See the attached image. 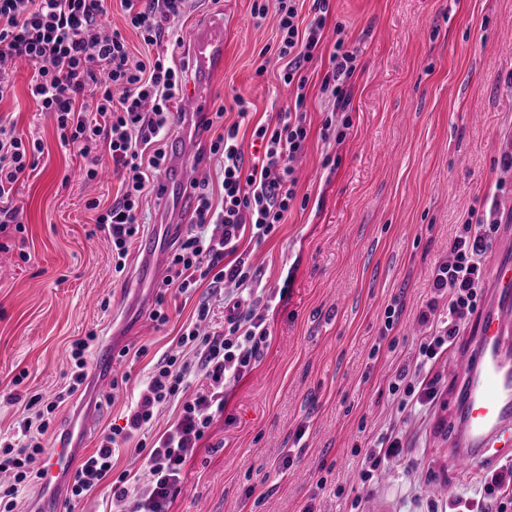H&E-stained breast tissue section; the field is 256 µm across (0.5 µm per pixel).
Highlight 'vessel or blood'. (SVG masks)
<instances>
[{"instance_id": "b4317fda", "label": "vessel or blood", "mask_w": 512, "mask_h": 512, "mask_svg": "<svg viewBox=\"0 0 512 512\" xmlns=\"http://www.w3.org/2000/svg\"><path fill=\"white\" fill-rule=\"evenodd\" d=\"M224 50V33L213 27L196 30L193 53L200 66ZM169 175L160 187L163 203H185L191 182L180 152H173ZM142 278L164 269L159 241L143 245ZM490 298L482 313L471 349L460 353L464 373L456 403L448 417V466L469 477H482L501 461L512 460V263L495 264L489 273ZM78 440L59 441L42 471L41 512H55L62 482L79 452Z\"/></svg>"}]
</instances>
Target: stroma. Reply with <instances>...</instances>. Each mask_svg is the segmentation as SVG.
Segmentation results:
<instances>
[{
  "label": "stroma",
  "instance_id": "stroma-1",
  "mask_svg": "<svg viewBox=\"0 0 512 512\" xmlns=\"http://www.w3.org/2000/svg\"><path fill=\"white\" fill-rule=\"evenodd\" d=\"M251 5L199 0L174 50L193 77L195 30L223 25L211 103L235 94L249 102L248 117L224 115L246 139L291 99L282 63L255 73L260 51L277 38L273 22L254 24ZM324 35L322 54L340 35L359 53L351 128L340 142L323 137L333 102L312 74L310 135L294 163L305 203L293 205L266 241L239 246L263 286L282 294L267 312L271 341L226 388L224 413L193 450L171 512H302L310 501L318 512H444L453 499L481 494V481L449 470L444 429L460 385L454 357L471 344L476 320L431 368L437 405L402 407L390 384L417 341L436 330L419 312L432 271L449 260V242L470 211H491L499 223L487 264L512 260V170L501 164L512 151V0H331ZM31 75L18 65L0 98V117L43 147L12 192L19 224L0 230V442H23L18 422L30 399L67 384L68 348L93 330L100 342L141 355L117 366L114 400L89 381L51 414L49 448L93 414L86 456L124 424L152 367L178 351L182 325L208 293L168 298L169 321L160 326L150 317L159 284L138 277L139 252L131 251L122 276L113 274L107 234L87 207L115 197L112 161L101 156L100 177L84 180L86 159L63 146L54 118L38 110ZM143 222L167 250L191 217L153 193ZM396 302L403 312L389 329ZM392 433L407 457L390 460L378 482L363 487L367 451Z\"/></svg>",
  "mask_w": 512,
  "mask_h": 512
}]
</instances>
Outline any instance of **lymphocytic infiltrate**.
<instances>
[{"label": "lymphocytic infiltrate", "instance_id": "f902f5d3", "mask_svg": "<svg viewBox=\"0 0 512 512\" xmlns=\"http://www.w3.org/2000/svg\"><path fill=\"white\" fill-rule=\"evenodd\" d=\"M113 0H0V96L6 74L16 61L34 68L31 95L40 111L53 114L63 144L74 147L89 161L87 179L98 176L99 149H106L121 179V188L110 206L96 210L97 224L107 230L116 272H123L130 248L138 239L141 214L150 194V179L164 170L167 152L161 141L181 122L173 106L184 87L181 67L170 62L163 47L166 33L186 14L190 0H120L126 23L155 55H132L119 29L108 28L106 19ZM309 7L310 19L300 24L299 12ZM330 0H253L256 22L273 20L278 31L274 48L285 61L283 80L295 92L294 105L279 113L276 123L256 126L252 138L264 148L261 164L247 165L237 126H225V105L202 118L201 129L211 138L204 147L210 159L222 167L219 190H212L209 175L193 182V226L172 243L165 288L189 296L208 286L221 297L224 325L207 332L209 302H200L197 321L178 338L179 353L159 359L142 389L126 423L113 427L98 448L75 468L70 499L79 501L100 487L109 488L113 500L126 504L128 512H170L184 476L189 452L205 437L214 418L224 411V391L250 371L268 345L272 331L253 301H274L275 291L262 289L258 273L243 257L238 245L243 237L267 239L285 222L296 200L293 161L303 153L310 129L303 110L309 67L315 61ZM358 67V54L337 38L321 80L322 92L334 100L336 115L326 118V136L345 139L351 127L348 116L350 80ZM41 151L38 141L24 142L0 122V224L18 221L11 191L36 169ZM220 225V234H205L204 226ZM497 230L490 217L470 212L451 243L452 259L433 273L430 299L421 321H430L439 307H446L444 328L420 340L413 360L395 375L390 388L403 392L412 404L434 405L438 390L424 376L427 364L447 351L478 310L482 299V257ZM98 336L89 332L71 344V375L66 387L46 403L47 412L68 404L88 377L86 357ZM192 358H185V351ZM201 375L206 384L188 392L186 379ZM179 401L177 419L154 442L144 436L153 427L161 407ZM19 426L27 443L0 447V473L10 474L0 484V512H16L21 484L40 479L35 465L43 453L49 424L42 418H23ZM143 460L142 476L115 472L113 457L127 441ZM512 489V462L501 466L484 483L478 500L464 502L462 512H506L503 501Z\"/></svg>", "mask_w": 512, "mask_h": 512}]
</instances>
